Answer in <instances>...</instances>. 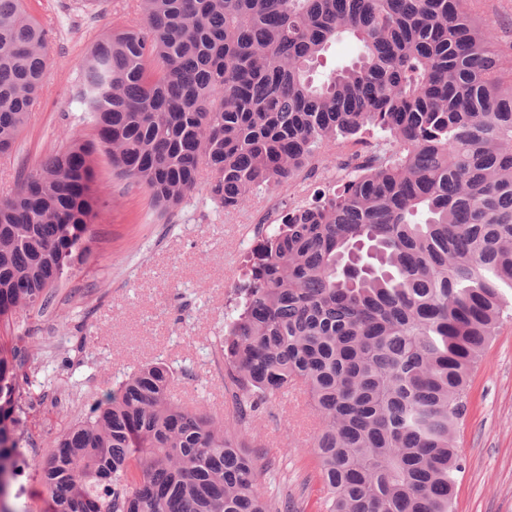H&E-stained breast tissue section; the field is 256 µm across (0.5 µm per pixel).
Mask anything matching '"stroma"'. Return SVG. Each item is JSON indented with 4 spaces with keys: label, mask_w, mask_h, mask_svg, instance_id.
<instances>
[{
    "label": "stroma",
    "mask_w": 512,
    "mask_h": 512,
    "mask_svg": "<svg viewBox=\"0 0 512 512\" xmlns=\"http://www.w3.org/2000/svg\"><path fill=\"white\" fill-rule=\"evenodd\" d=\"M50 30L49 66L39 103L12 152L0 154V197L21 173L36 169L69 137L92 138L70 103L87 47L107 26L136 19V0H28ZM490 29L504 75L512 74V0H474ZM327 151L324 160L334 159ZM313 161L287 185L260 190L224 212L207 191L162 217L147 193L116 176L96 154L109 204L91 227L87 250L55 292L46 313L18 314L15 335L37 354L40 370L30 405L29 468L17 512H48L51 493L34 464L50 441L103 400L124 375L164 360L175 369L176 398L215 420L232 422L235 389L215 355L235 304L245 261L262 218L278 217L325 189L324 165ZM319 420L306 396L273 398L250 419L253 452L267 470L262 489L315 512ZM464 470L456 512H512V317L504 319L473 377L468 412L457 434Z\"/></svg>",
    "instance_id": "1"
}]
</instances>
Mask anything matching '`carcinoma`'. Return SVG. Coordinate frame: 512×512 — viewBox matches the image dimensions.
<instances>
[{
	"instance_id": "carcinoma-1",
	"label": "carcinoma",
	"mask_w": 512,
	"mask_h": 512,
	"mask_svg": "<svg viewBox=\"0 0 512 512\" xmlns=\"http://www.w3.org/2000/svg\"><path fill=\"white\" fill-rule=\"evenodd\" d=\"M471 0H137L71 90L95 138L71 137L0 199V327L41 315L82 258L118 175L171 213L212 173L239 208L331 145L381 135L370 165L282 214L247 257L224 323L235 426L169 397L147 364L60 432L39 464L53 512H292L266 496L245 422L302 386L321 420L317 512H455L456 429L512 308V83ZM343 38L351 64L312 66ZM48 33L0 0V153L45 77ZM26 349L0 336V512L29 466Z\"/></svg>"
}]
</instances>
